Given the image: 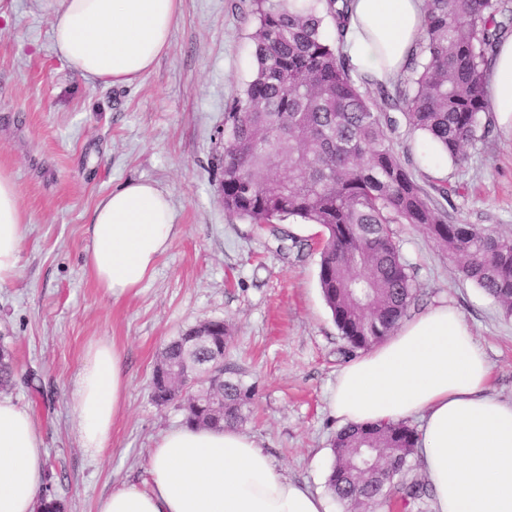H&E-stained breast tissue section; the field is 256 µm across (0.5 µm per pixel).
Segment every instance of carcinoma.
Listing matches in <instances>:
<instances>
[{
	"label": "carcinoma",
	"mask_w": 512,
	"mask_h": 512,
	"mask_svg": "<svg viewBox=\"0 0 512 512\" xmlns=\"http://www.w3.org/2000/svg\"><path fill=\"white\" fill-rule=\"evenodd\" d=\"M353 0H250L255 70L224 109V211L252 224L289 219L324 230L318 279L323 298L353 350L389 336L418 301L392 225L416 224L456 260L463 277L512 316V237L455 224L435 207L393 146L401 111L407 125L466 161L484 112V83L500 39L512 31L508 0H425V25L393 86L359 74L343 48ZM334 23V38L325 33ZM374 84L382 105L361 85ZM193 328L165 346L151 399L176 405L185 423L236 427L251 413L254 387L224 383V407L179 395L162 369L177 361ZM232 331L217 320L205 354L224 356ZM15 385L13 353L0 336V390ZM418 442L405 423L340 430L327 486L351 508L358 497L384 508L421 509L428 483L403 480ZM371 458L365 469L361 459Z\"/></svg>",
	"instance_id": "cac0c4a2"
}]
</instances>
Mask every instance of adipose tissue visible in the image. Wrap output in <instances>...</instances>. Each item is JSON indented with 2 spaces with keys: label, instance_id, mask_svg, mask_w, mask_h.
I'll use <instances>...</instances> for the list:
<instances>
[{
  "label": "adipose tissue",
  "instance_id": "1",
  "mask_svg": "<svg viewBox=\"0 0 512 512\" xmlns=\"http://www.w3.org/2000/svg\"><path fill=\"white\" fill-rule=\"evenodd\" d=\"M52 18L57 55L79 73L129 84L167 50L181 0H37ZM423 0H354L345 47L381 81L399 75L420 40ZM488 111L512 119V36L486 77ZM25 218L12 179L0 172V286L18 269ZM169 196L131 181L98 201L84 267L120 297L150 280L173 239ZM491 366L460 312L430 308L336 373L330 407L342 424L422 421L420 456L435 512H512V403L489 392ZM114 342L91 344L70 392L81 447L100 454L126 398ZM45 451L29 412L0 400V512H36ZM150 483L114 489L96 512H330L325 496L278 474L257 442L236 428L182 425L162 434Z\"/></svg>",
  "mask_w": 512,
  "mask_h": 512
}]
</instances>
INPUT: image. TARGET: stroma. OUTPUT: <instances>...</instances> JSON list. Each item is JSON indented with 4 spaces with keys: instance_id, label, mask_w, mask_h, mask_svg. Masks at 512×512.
<instances>
[{
    "instance_id": "1",
    "label": "stroma",
    "mask_w": 512,
    "mask_h": 512,
    "mask_svg": "<svg viewBox=\"0 0 512 512\" xmlns=\"http://www.w3.org/2000/svg\"><path fill=\"white\" fill-rule=\"evenodd\" d=\"M248 0H182L170 43L153 69L125 85L72 70L53 49L52 23L36 0H0V171L16 184L28 224L15 278L0 287V334L19 375L6 391L28 408L45 448L42 484L68 512H96L112 489L146 487L156 440L182 425L157 408L150 381L168 340L221 320L233 342L226 377L254 386L242 426L277 471L327 492L339 429L328 397L348 357L318 282L322 230L274 231L226 213L218 157L224 106L254 69ZM466 162L430 166L406 123L394 147L431 202L452 221L512 235V133L497 114ZM131 180L170 197L176 234L154 277L119 298L84 270L97 202ZM448 195H439V187ZM421 295L419 311L454 306L493 367L491 394L512 403V317L472 282L423 230L396 225ZM119 348L129 389L112 441L92 457L81 448L69 400L86 349Z\"/></svg>"
}]
</instances>
